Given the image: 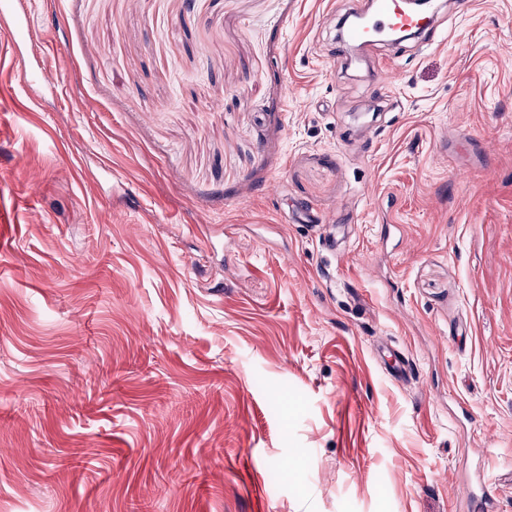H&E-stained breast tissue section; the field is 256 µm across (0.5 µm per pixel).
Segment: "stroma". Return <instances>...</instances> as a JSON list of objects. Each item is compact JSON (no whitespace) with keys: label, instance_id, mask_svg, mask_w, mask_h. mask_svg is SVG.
I'll return each mask as SVG.
<instances>
[{"label":"stroma","instance_id":"1","mask_svg":"<svg viewBox=\"0 0 512 512\" xmlns=\"http://www.w3.org/2000/svg\"><path fill=\"white\" fill-rule=\"evenodd\" d=\"M360 5L0 30V512H512V0L351 66Z\"/></svg>","mask_w":512,"mask_h":512}]
</instances>
